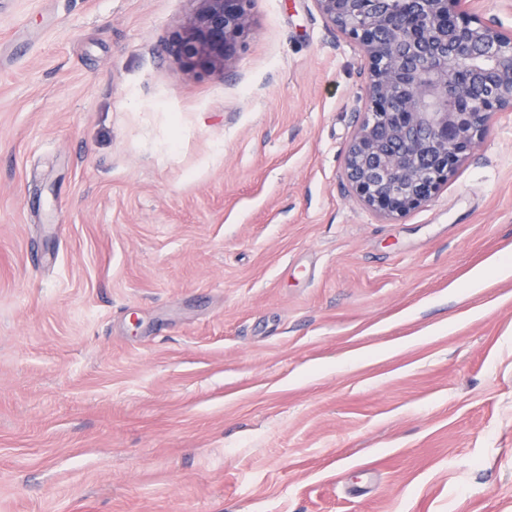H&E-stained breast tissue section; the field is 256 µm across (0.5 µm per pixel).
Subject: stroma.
<instances>
[{
    "instance_id": "obj_1",
    "label": "stroma",
    "mask_w": 512,
    "mask_h": 512,
    "mask_svg": "<svg viewBox=\"0 0 512 512\" xmlns=\"http://www.w3.org/2000/svg\"><path fill=\"white\" fill-rule=\"evenodd\" d=\"M191 8L0 0V512H512V112L383 220L361 46ZM253 0H190L179 50L192 66L224 69L251 26Z\"/></svg>"
}]
</instances>
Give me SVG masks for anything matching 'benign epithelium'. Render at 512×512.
I'll return each instance as SVG.
<instances>
[{"label": "benign epithelium", "mask_w": 512, "mask_h": 512, "mask_svg": "<svg viewBox=\"0 0 512 512\" xmlns=\"http://www.w3.org/2000/svg\"><path fill=\"white\" fill-rule=\"evenodd\" d=\"M179 50L192 66L224 68L251 26L252 0H190ZM368 63L363 119L344 155L357 200L389 219L448 182L497 112L512 111V31L473 0H313Z\"/></svg>", "instance_id": "benign-epithelium-1"}]
</instances>
